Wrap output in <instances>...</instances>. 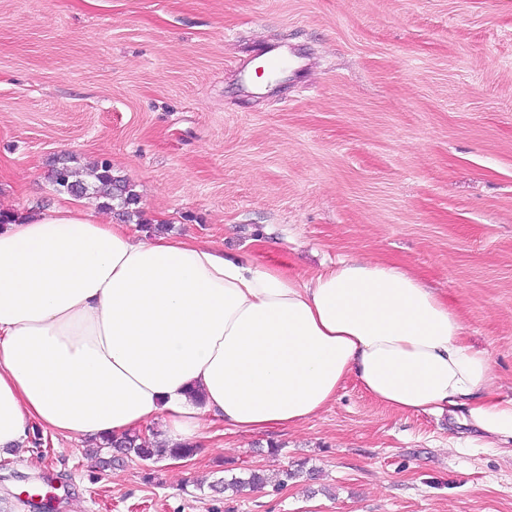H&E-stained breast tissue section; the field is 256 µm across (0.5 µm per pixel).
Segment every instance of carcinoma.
<instances>
[{
  "label": "carcinoma",
  "instance_id": "1",
  "mask_svg": "<svg viewBox=\"0 0 512 512\" xmlns=\"http://www.w3.org/2000/svg\"><path fill=\"white\" fill-rule=\"evenodd\" d=\"M96 182L88 184L79 178V171L64 160L52 167L48 178L59 193L77 192L83 196H91L100 201V207L117 209L123 220L130 223L140 218L138 196L132 187L122 177L113 173L112 165L102 161L95 165ZM160 433L154 432L150 440L143 439L140 434L133 432L120 438L104 437L99 443L101 448H110L113 457L135 456L143 461L158 462L163 459L188 458L197 453V448L190 444L176 445L172 448L159 440ZM266 483V478L259 470H251L247 476H233L218 480V485L224 491L235 494L246 488H260Z\"/></svg>",
  "mask_w": 512,
  "mask_h": 512
}]
</instances>
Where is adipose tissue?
<instances>
[{"mask_svg":"<svg viewBox=\"0 0 512 512\" xmlns=\"http://www.w3.org/2000/svg\"><path fill=\"white\" fill-rule=\"evenodd\" d=\"M402 412L461 411L512 447V399L461 315L406 268L342 259L309 278L194 239L134 237L84 203L0 229V451L161 423L201 444L321 413L347 378Z\"/></svg>","mask_w":512,"mask_h":512,"instance_id":"adipose-tissue-1","label":"adipose tissue"}]
</instances>
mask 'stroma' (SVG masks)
Wrapping results in <instances>:
<instances>
[{"label":"stroma","mask_w":512,"mask_h":512,"mask_svg":"<svg viewBox=\"0 0 512 512\" xmlns=\"http://www.w3.org/2000/svg\"><path fill=\"white\" fill-rule=\"evenodd\" d=\"M273 44L294 70L240 72ZM68 157L130 183L139 237L297 277L406 267L512 398V0H0V204L71 203L48 179ZM470 434L350 379L299 427L222 426L186 460L41 433L0 456V512H512V454ZM299 465L316 479L279 486ZM250 469L263 489L212 490Z\"/></svg>","instance_id":"obj_1"}]
</instances>
